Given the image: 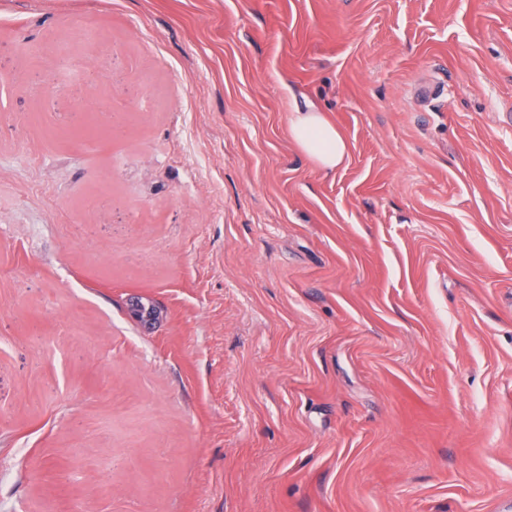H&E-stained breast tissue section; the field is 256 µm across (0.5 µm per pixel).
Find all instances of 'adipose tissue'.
Masks as SVG:
<instances>
[{
    "mask_svg": "<svg viewBox=\"0 0 512 512\" xmlns=\"http://www.w3.org/2000/svg\"><path fill=\"white\" fill-rule=\"evenodd\" d=\"M289 131L302 152L321 170L333 172L346 162L347 140L321 113L295 110Z\"/></svg>",
    "mask_w": 512,
    "mask_h": 512,
    "instance_id": "1",
    "label": "adipose tissue"
}]
</instances>
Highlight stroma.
Here are the masks:
<instances>
[{
    "label": "stroma",
    "mask_w": 512,
    "mask_h": 512,
    "mask_svg": "<svg viewBox=\"0 0 512 512\" xmlns=\"http://www.w3.org/2000/svg\"><path fill=\"white\" fill-rule=\"evenodd\" d=\"M0 512H512V0H0ZM291 137L321 170L335 172L348 158V142L321 112L296 109L290 123Z\"/></svg>",
    "instance_id": "obj_1"
}]
</instances>
